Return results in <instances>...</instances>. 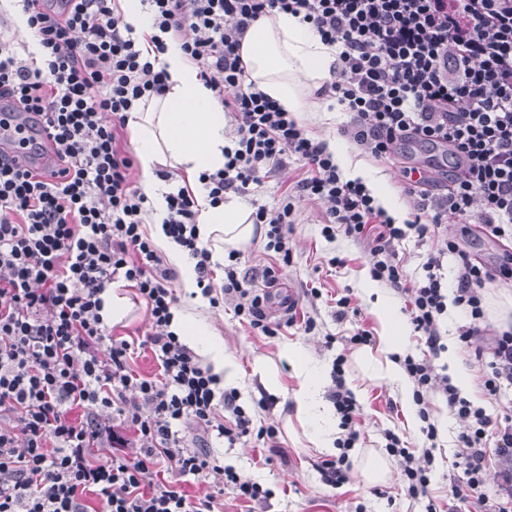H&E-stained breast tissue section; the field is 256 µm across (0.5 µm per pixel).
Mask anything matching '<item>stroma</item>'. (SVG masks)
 Returning <instances> with one entry per match:
<instances>
[{"instance_id":"obj_1","label":"stroma","mask_w":512,"mask_h":512,"mask_svg":"<svg viewBox=\"0 0 512 512\" xmlns=\"http://www.w3.org/2000/svg\"><path fill=\"white\" fill-rule=\"evenodd\" d=\"M303 175L300 162L295 157H288L282 169L261 177L259 183L241 194L240 199L248 211H255L259 205L273 204L288 185ZM326 222L325 208L320 202L301 201L288 234L292 252L290 264L279 265L275 254L265 250V242L261 239L253 240L237 261L239 272L257 278L261 277L265 267L278 266L279 280L291 290L299 312L314 319L316 327L311 332H304L296 325L285 330L283 335L268 339L255 335L235 315L232 305L203 310L197 299L189 294H182L180 298L181 311L204 312L215 334L223 339L225 353L239 365L240 378L235 389L240 405L252 415L255 426L276 427L279 442L287 451L286 457L282 458L254 441L215 447L214 453L224 465L233 467L237 473L250 477L270 491L268 499L255 504L237 499L232 487L224 486L218 475L187 484L188 493L196 497L219 493L224 512H425L424 502L406 495L402 475L397 470L383 483H365L355 470L350 473L349 483L341 487L326 483L318 468L324 455L308 442L306 429L292 408V393L298 382L290 366L279 361L280 349L288 344L301 345L328 371L332 370L336 357L342 354L347 358L346 381L360 391L357 402L362 415L358 449L383 454L384 433L388 430L397 433L408 446L423 442L420 430L408 426L407 408L400 398L387 385L369 380L358 362L362 354L380 360L386 357L380 341L383 327L373 311L374 302L380 296L393 302L405 322L403 352L417 357L426 355V347L418 341L408 323L406 298L372 279L363 243L341 233L332 239L325 238L322 228ZM344 295L350 297L352 310L340 320L336 317V301ZM465 321L460 310L449 308L444 319L448 349L441 353L438 362L447 365L450 377L467 374L469 384L462 387V394L494 414L512 404V389L497 397L482 394L478 386V366L457 340V329ZM361 328L373 333V342L358 349L350 347L348 337ZM329 336L334 339L330 346L325 343ZM258 359L277 363L283 386L280 394L268 393L259 375L254 373L253 363ZM432 415L438 428L441 454L435 460L430 489L438 512H446L455 475L451 463L460 425L441 399L433 400Z\"/></svg>"}]
</instances>
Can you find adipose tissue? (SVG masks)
I'll list each match as a JSON object with an SVG mask.
<instances>
[{
  "instance_id": "obj_1",
  "label": "adipose tissue",
  "mask_w": 512,
  "mask_h": 512,
  "mask_svg": "<svg viewBox=\"0 0 512 512\" xmlns=\"http://www.w3.org/2000/svg\"><path fill=\"white\" fill-rule=\"evenodd\" d=\"M240 54L258 89L298 120L319 121L325 109L319 90L332 79L335 55L307 23L279 11L262 17L249 27ZM161 63L169 75L164 93L131 112L128 126L136 148L140 183L148 197L153 243L167 263L178 270L181 288L192 293L198 289L195 264L162 230L167 201L157 171L166 167L192 180L202 172L222 168L224 148L229 144L227 117L178 42H169ZM325 142L345 178L367 182L379 204L394 216H402V205L386 178L354 162L339 137H326ZM196 198L200 210L198 233L211 243L213 260L250 245L257 228L248 223L247 210L238 197L227 195L216 206L210 204L206 192H197ZM171 329L225 382L236 381L239 369L225 355L223 341L214 336L205 316L175 311ZM279 357L288 363L299 382L293 401L308 441L320 452H334L338 429L334 412L323 397L324 369L299 345L284 346Z\"/></svg>"
}]
</instances>
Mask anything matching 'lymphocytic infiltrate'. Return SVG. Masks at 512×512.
<instances>
[{"instance_id": "obj_1", "label": "lymphocytic infiltrate", "mask_w": 512, "mask_h": 512, "mask_svg": "<svg viewBox=\"0 0 512 512\" xmlns=\"http://www.w3.org/2000/svg\"><path fill=\"white\" fill-rule=\"evenodd\" d=\"M145 2L155 29L147 51L119 0H19L43 53L40 68L17 53L0 24V111L16 121L17 149L47 157L52 170L18 168L0 150V512H219L215 495L183 489L213 473L241 501L267 496L211 450L214 441L250 436L271 444L277 433L254 428L236 392L221 389L170 331L178 302L168 286L173 273L143 230L147 197L123 142L129 112L166 87L160 56L169 36L234 118L223 168L198 177L211 204L296 156L305 177L255 213V223L267 227L266 250L290 263L295 204L316 199L328 216L324 236L341 232L365 242L372 277L406 296L429 352L402 361L424 441L412 448L388 430L384 448L398 459L408 496L429 495L438 437L431 401L438 397L461 425L450 512L475 502L487 512H512V405L488 414L434 364L446 349L442 319L454 305L466 314L458 340L474 351L482 391L495 396L512 387V326L490 327L484 311L487 284L512 279V254L489 267L441 230L481 224L493 238L512 236V0ZM276 11L300 16L335 49L334 79L321 92L349 113L344 133L361 153L392 162L399 146L422 143L453 157L443 177L423 172L404 186L413 220L395 223L366 185L343 179L323 143L249 81L242 40L254 21ZM166 199L164 230L195 260L210 304L230 297L250 328L278 336L283 324L268 319L265 293L234 267L213 286L192 188L173 183ZM411 235L436 240L419 279L409 278L396 253ZM451 255L459 258L452 287L443 274ZM117 281L145 306L151 330L140 344L113 338L101 315L102 294ZM486 336L488 348L478 347ZM139 347L153 353L158 377L132 370ZM345 362L337 357L329 390L341 453L319 465L334 486L349 482L347 452L360 438L361 408L346 386ZM188 426L198 442L188 443ZM162 467L169 473L163 480ZM492 475L493 500L485 493ZM89 492L97 507L86 504Z\"/></svg>"}]
</instances>
